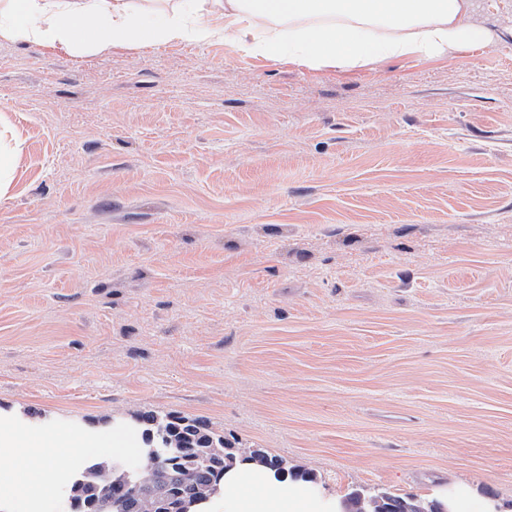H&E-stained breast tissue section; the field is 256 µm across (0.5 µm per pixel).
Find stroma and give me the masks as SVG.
Returning <instances> with one entry per match:
<instances>
[{
  "label": "stroma",
  "mask_w": 512,
  "mask_h": 512,
  "mask_svg": "<svg viewBox=\"0 0 512 512\" xmlns=\"http://www.w3.org/2000/svg\"><path fill=\"white\" fill-rule=\"evenodd\" d=\"M471 21L354 69L0 39V427L56 465L35 512L147 411L325 496L512 512V0ZM436 496L449 512H493L494 508L491 502L476 501L464 486L443 488Z\"/></svg>",
  "instance_id": "stroma-1"
}]
</instances>
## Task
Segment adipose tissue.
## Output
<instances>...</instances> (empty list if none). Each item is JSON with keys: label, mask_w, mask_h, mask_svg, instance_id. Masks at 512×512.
<instances>
[{"label": "adipose tissue", "mask_w": 512, "mask_h": 512, "mask_svg": "<svg viewBox=\"0 0 512 512\" xmlns=\"http://www.w3.org/2000/svg\"><path fill=\"white\" fill-rule=\"evenodd\" d=\"M472 8L471 0H0V38L70 53L229 40L249 55L354 68L487 41ZM30 455L39 461L35 480L0 475V512L42 497L55 479L41 449ZM224 512H343V503L239 461L224 474Z\"/></svg>", "instance_id": "obj_1"}]
</instances>
